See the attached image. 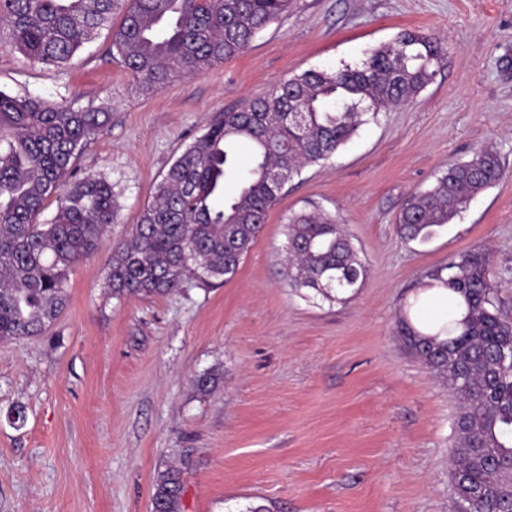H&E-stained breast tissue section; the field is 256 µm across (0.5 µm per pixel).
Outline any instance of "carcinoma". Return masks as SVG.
I'll use <instances>...</instances> for the list:
<instances>
[{
    "instance_id": "carcinoma-1",
    "label": "carcinoma",
    "mask_w": 512,
    "mask_h": 512,
    "mask_svg": "<svg viewBox=\"0 0 512 512\" xmlns=\"http://www.w3.org/2000/svg\"><path fill=\"white\" fill-rule=\"evenodd\" d=\"M290 3L0 0V23L8 28L0 46L62 68L119 13L108 54L150 93L179 72L205 73L238 55ZM444 55L430 35L402 30L359 66L306 70L221 113L174 160L129 238L112 248V296L166 295L190 277L204 284L232 279L302 168L331 158L380 112L412 101ZM296 106L304 110L300 126L291 114ZM111 120L104 107L75 109L0 91L2 342L46 332L65 307L72 266L99 248L114 222V183L105 176L89 174L63 189L78 155ZM241 145L250 147L243 169ZM502 175L491 149L449 166L401 210L399 233L429 240ZM230 179L234 194L215 204ZM61 189L56 215L40 221L46 201ZM284 235L288 286L295 291L334 301L364 283L367 267L336 215L320 208L294 212ZM490 259V248L478 246L428 274L463 298L462 319H448L434 334L406 318L397 325L403 347L459 399L450 473L454 512H512V323L499 313ZM182 491L180 470L161 472L153 512H179Z\"/></svg>"
}]
</instances>
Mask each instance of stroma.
Instances as JSON below:
<instances>
[{"label": "stroma", "mask_w": 512, "mask_h": 512, "mask_svg": "<svg viewBox=\"0 0 512 512\" xmlns=\"http://www.w3.org/2000/svg\"><path fill=\"white\" fill-rule=\"evenodd\" d=\"M403 29L444 46L432 82L305 167L231 280L113 297V244L220 113L304 71L358 66ZM110 41L101 30L62 68L0 48V90L108 108L69 179L106 175L119 205L47 332L0 341V512H151L170 465L184 472L180 512H452L458 402L395 328L429 270L480 244L512 321V0H292L243 52L151 94ZM484 148L502 179L428 241L401 237L411 196ZM313 206L368 267L349 298L285 279V219Z\"/></svg>", "instance_id": "obj_1"}]
</instances>
